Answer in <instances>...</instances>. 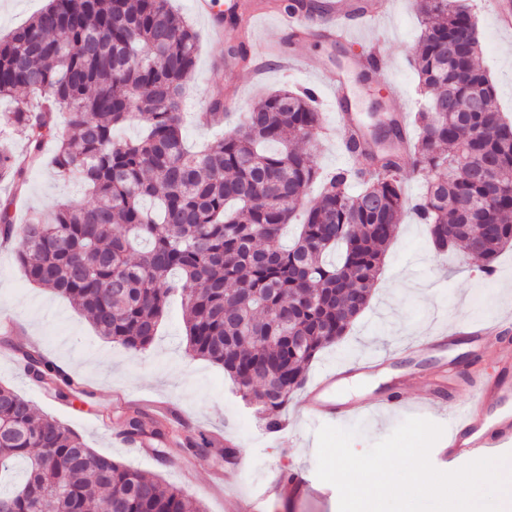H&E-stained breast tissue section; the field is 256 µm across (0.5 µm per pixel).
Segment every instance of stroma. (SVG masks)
Here are the masks:
<instances>
[{"label": "stroma", "instance_id": "35a3bbf8", "mask_svg": "<svg viewBox=\"0 0 512 512\" xmlns=\"http://www.w3.org/2000/svg\"><path fill=\"white\" fill-rule=\"evenodd\" d=\"M483 56L495 88V103L505 120H512V37L496 29L480 0H471ZM199 38L195 72L185 93L184 136L196 145L222 135V128H205L192 114L210 101L216 91H236L240 111L268 92L284 86L313 89L324 114V125L307 148L321 173L355 166L341 144L334 94L325 74L342 75L351 91L352 115L365 130H372L379 116L375 109L384 102L383 81L400 86L408 97L406 116H414L422 105L418 77L411 62L421 33L416 0H393L392 11L378 31H359L349 44L329 46L319 42L295 45L301 56L320 62L319 73L282 71L268 63L264 74L251 78L246 70L225 69L224 58L239 42L238 32L225 28L221 41L210 37L209 23L192 9V0H172ZM381 39L389 67L380 77L363 81L355 72V58L368 51L374 39ZM87 202L88 196L76 182L57 178L49 164H41L29 175L27 191L17 205V220L25 222L29 211L51 214L61 201ZM512 302V249L494 263L493 276L484 275L474 259L435 253L426 225L404 214L389 244L381 272L368 307L351 324L343 340L321 351L313 369L328 363L350 367L355 387L334 391L337 403L365 405L383 400L392 386L405 393L403 407L366 412L343 420V427L358 428L352 441L356 453L366 452L387 437L404 419L416 416L435 420V413L420 408L416 390L429 375L440 373L441 395L457 404L472 396L493 376L498 364L494 354L482 350L473 340L459 338L449 344L409 351V344L427 332L447 327L453 320L490 321ZM15 321L18 335H0V381L14 386L38 410L79 434L98 453L136 468L161 483L183 488L202 512H224L222 473L238 475L235 493L261 500L265 512H338L339 493L327 482L305 503H293L271 494L272 473H288L317 465V427L301 412L297 399H290L283 411L291 421L287 445L266 431L261 406L244 402L222 367L191 356L186 350L184 307L180 297L167 304L160 331L146 349L135 351L109 342L66 299L49 290L29 285L13 247L0 246V319ZM35 343L53 362L68 366L92 390V397L55 399L42 388L25 385L24 373L9 357L12 346ZM387 356V363L370 374L354 371L357 360L369 353ZM122 390L129 396L152 395L171 402L184 425L182 438L167 442L161 455L134 453L122 438L119 416L123 410L113 394ZM235 436L237 447L226 455L215 446L197 456L192 475H184L181 463L189 451L185 439L198 433Z\"/></svg>", "mask_w": 512, "mask_h": 512}]
</instances>
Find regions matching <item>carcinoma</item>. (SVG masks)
I'll return each instance as SVG.
<instances>
[{"label": "carcinoma", "instance_id": "obj_1", "mask_svg": "<svg viewBox=\"0 0 512 512\" xmlns=\"http://www.w3.org/2000/svg\"><path fill=\"white\" fill-rule=\"evenodd\" d=\"M417 5L425 106L415 116L413 164L425 189L412 201L396 159L323 176L292 144L322 128L309 89L275 91L224 138L189 149L182 106L197 34L170 0H48L0 37V99L26 93L0 113V127L26 140L20 159L0 144V182L14 189L0 199V244L16 243L29 283L65 297L100 336L128 349L152 344L168 297L180 293L187 350L224 368L276 425L318 352L369 304L405 212L429 226L436 251L461 247L488 274L512 248V124L494 106L471 5ZM139 116L138 139H114ZM50 141L56 176L83 183L94 203L64 202L17 226V199ZM317 181L318 195L302 203ZM298 213L299 232L285 246L282 230ZM18 353L31 380L67 400L54 362L36 348ZM176 420L129 407L124 438L162 444ZM0 512L202 510L181 488L89 448L1 382Z\"/></svg>", "mask_w": 512, "mask_h": 512}]
</instances>
